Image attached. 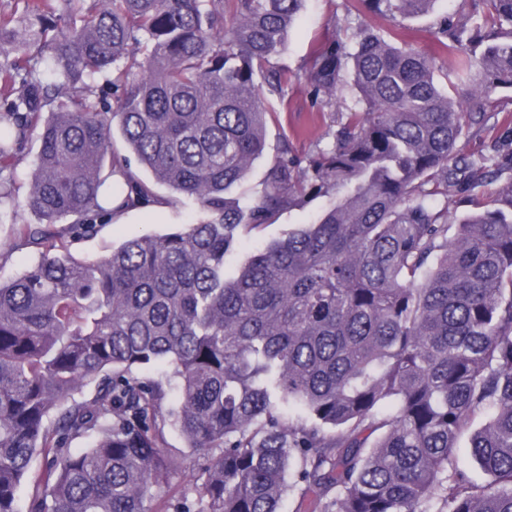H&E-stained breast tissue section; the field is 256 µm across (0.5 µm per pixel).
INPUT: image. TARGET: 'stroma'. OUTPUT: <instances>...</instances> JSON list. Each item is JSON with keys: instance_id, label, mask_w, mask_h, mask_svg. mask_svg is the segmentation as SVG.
<instances>
[{"instance_id": "35a3bbf8", "label": "stroma", "mask_w": 512, "mask_h": 512, "mask_svg": "<svg viewBox=\"0 0 512 512\" xmlns=\"http://www.w3.org/2000/svg\"><path fill=\"white\" fill-rule=\"evenodd\" d=\"M348 0H303L293 27L288 32L285 51L274 58V66L288 75V93L276 103L275 115L267 122V150L251 164L241 189L262 183L278 148L289 145L293 154L308 158L317 146L326 144L335 129L332 111H317L302 80L315 47L325 38L336 35L349 37L344 20ZM494 110L484 120L472 125L457 142L460 155L476 160L496 156L503 169L512 168V90H502L493 97ZM167 212L145 215L134 213L125 223L105 226L97 236L70 241L68 248L77 258L92 261L119 247L127 239L145 233L165 235L182 225L202 219L199 206L190 200H176ZM329 204L328 198H318L301 208L283 212L269 224L236 240L224 260V275L231 278L257 249L287 237L299 225L311 222ZM37 216L26 209L8 211L0 219V278L7 280L33 265L37 259L32 251L14 249L15 224L37 223ZM165 446L179 458L182 467L168 486L157 491L152 502L153 512H167L166 504L189 485L196 474L195 457L187 448L178 430H167Z\"/></svg>"}]
</instances>
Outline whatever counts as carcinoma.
Here are the masks:
<instances>
[{"label": "carcinoma", "instance_id": "cac0c4a2", "mask_svg": "<svg viewBox=\"0 0 512 512\" xmlns=\"http://www.w3.org/2000/svg\"><path fill=\"white\" fill-rule=\"evenodd\" d=\"M21 2L22 17L0 11V32L17 34L0 47L13 54L0 206L39 217L14 242L38 260L0 279V512H152L180 467L169 425L199 454L172 512H280L293 490L315 512H512V181L448 224V189H473L459 137L512 88V0H482L468 32L442 17L427 53L397 27L327 39L308 94L355 105L307 165L283 145L244 198L230 191L266 148L265 101L286 95L271 59L301 0H91L66 29L58 0ZM436 2L352 8L394 21ZM44 56L57 85L34 73ZM448 56L472 84L463 106L436 78ZM97 74L119 92L111 110L88 96ZM34 132L18 202L13 167ZM132 156L206 218L76 259L68 241L154 199ZM334 192L314 223L224 277L235 238ZM147 365L167 370L148 381ZM85 383L95 393L78 400ZM285 405L302 415L284 420ZM483 414L478 484L454 451Z\"/></svg>", "mask_w": 512, "mask_h": 512}]
</instances>
